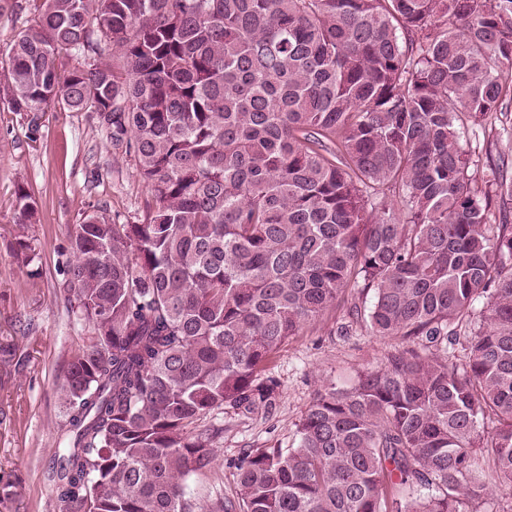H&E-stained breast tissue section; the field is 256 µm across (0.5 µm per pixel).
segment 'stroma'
Returning <instances> with one entry per match:
<instances>
[{"mask_svg": "<svg viewBox=\"0 0 512 512\" xmlns=\"http://www.w3.org/2000/svg\"><path fill=\"white\" fill-rule=\"evenodd\" d=\"M492 124L490 133L468 125L460 145L477 177L502 158L512 178V108ZM20 185L36 201L30 224L15 221ZM148 199L133 159L116 153L95 113L56 102L42 112L0 105V512H56L46 467L65 424L59 390L68 361L91 335L64 301L73 229L88 214L120 224L143 220ZM21 239L32 247L28 266L16 251ZM345 323V308H336L281 347L266 371L278 383L271 408L248 413L228 406L199 421V429L218 431L216 464L188 478L200 505L235 496L230 462L243 450L296 447V426L322 383L348 386L359 370L404 346L357 324L340 334Z\"/></svg>", "mask_w": 512, "mask_h": 512, "instance_id": "obj_1", "label": "stroma"}]
</instances>
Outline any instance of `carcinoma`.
<instances>
[{
	"instance_id": "cac0c4a2",
	"label": "carcinoma",
	"mask_w": 512,
	"mask_h": 512,
	"mask_svg": "<svg viewBox=\"0 0 512 512\" xmlns=\"http://www.w3.org/2000/svg\"><path fill=\"white\" fill-rule=\"evenodd\" d=\"M0 56L1 104L96 113L151 197L140 223L71 236L66 300L92 336L60 388L57 512H203L196 422L271 406L274 354L348 290L373 294L353 321L422 348L322 386L298 446L241 454L210 512L512 496V224L485 189L512 183L459 146L461 117L512 104V0H40ZM15 211L35 214L23 186Z\"/></svg>"
}]
</instances>
